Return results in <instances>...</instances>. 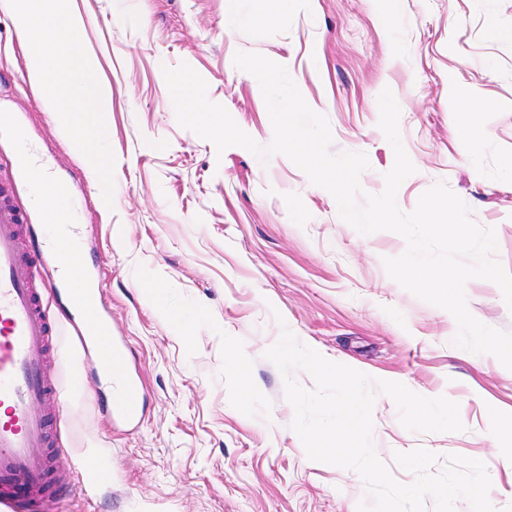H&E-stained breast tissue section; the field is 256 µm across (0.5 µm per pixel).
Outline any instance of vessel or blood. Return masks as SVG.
Listing matches in <instances>:
<instances>
[{
    "mask_svg": "<svg viewBox=\"0 0 512 512\" xmlns=\"http://www.w3.org/2000/svg\"><path fill=\"white\" fill-rule=\"evenodd\" d=\"M25 211L0 209V512H51L48 494L49 457L45 450L48 424L33 413L50 384L45 373V352L56 324L38 296L36 277L46 257L57 264L80 244L78 225H47L42 241L28 258L19 255ZM89 275L67 273L63 296L67 318L99 325L96 335L74 327L80 348H93L98 368L109 371L112 410L124 419L140 408V395L125 370V360L113 341L112 330L99 306L88 301ZM27 487L31 496L20 503L11 498L14 486Z\"/></svg>",
    "mask_w": 512,
    "mask_h": 512,
    "instance_id": "1",
    "label": "vessel or blood"
}]
</instances>
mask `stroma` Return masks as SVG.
Wrapping results in <instances>:
<instances>
[{
	"label": "stroma",
	"mask_w": 512,
	"mask_h": 512,
	"mask_svg": "<svg viewBox=\"0 0 512 512\" xmlns=\"http://www.w3.org/2000/svg\"><path fill=\"white\" fill-rule=\"evenodd\" d=\"M99 84L115 158L112 203L101 201L80 151L41 107L22 39L0 12V192L27 206L13 163L24 135L40 164L65 182L80 226L82 272L92 274L114 335L140 386L131 422L105 409L110 387L56 336L46 371L65 401L53 414V512H357L367 493L352 470L310 460L291 429L294 410L277 367L265 359L282 328L323 357L374 379L459 405L464 431L416 433L378 395L372 440L396 480L410 472L395 453L419 447L483 460L489 500L512 504V371L454 343L446 310L392 280L384 258L406 249L391 231L363 238L334 197L287 157L261 161L181 127L164 71L190 65L257 143L273 128L257 79L234 64L256 52L284 65L307 104L325 115L333 152L365 153L364 192L381 193L394 151L378 126V97L391 89L400 135L416 171L397 192L402 211L445 182L472 219L496 233V258L512 272V0H70ZM237 23L226 28L225 13ZM470 88L477 111H455L452 90ZM457 123L468 134L458 139ZM483 324L512 332V310L485 279L466 285ZM190 316L177 328L166 316ZM240 349L253 383L248 408L225 341ZM103 467L84 493V461Z\"/></svg>",
	"instance_id": "obj_1"
}]
</instances>
